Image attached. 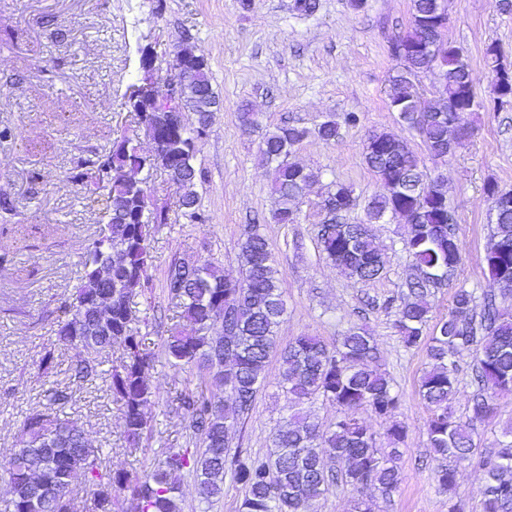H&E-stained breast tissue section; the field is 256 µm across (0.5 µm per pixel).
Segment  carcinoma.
Masks as SVG:
<instances>
[{"mask_svg":"<svg viewBox=\"0 0 512 512\" xmlns=\"http://www.w3.org/2000/svg\"><path fill=\"white\" fill-rule=\"evenodd\" d=\"M434 0H413L409 29L394 44L406 49L400 70L390 78L389 107L399 119L418 128L434 157L452 155L461 144L448 140V125L457 120L453 102L463 107L478 99L470 67L459 49L448 44L443 58L444 94L419 101L412 77L426 70L418 47L443 40L447 23L433 15ZM485 63L493 75L497 99L512 101V67L501 59L497 46L485 49ZM222 105L213 89L208 63L190 66L183 75L177 113L163 101L125 98L124 106L137 118L138 127L179 132L151 138L152 151H141L138 134L123 135L112 147L81 158L72 179L103 206L106 222L80 257L82 274L73 291L56 307L55 338L38 361L42 378L50 377L58 347L78 351L72 366L75 379L99 376L103 357L117 346L119 361L108 370L109 388L118 404L128 447L136 450L152 433L146 408L155 395L152 374L155 355L142 342L137 328L134 299L145 294L153 264L151 241L170 223L169 210L154 205L144 170L169 173L168 155L178 156L180 173L171 178L181 191V216L200 223L195 166L198 141L207 124L191 129L184 114H211ZM329 142L339 135L338 123L329 119L314 130L283 124L265 133L260 152L272 165L271 190L277 199V224H295L298 206L313 175L289 160L293 148L309 135ZM368 168L385 192L367 208V223L343 224L342 214L356 205L351 186L329 187L325 201L334 205L318 226L317 241L326 257L346 276L368 283L381 276L383 260L372 225L387 216L406 222L403 249L415 277L407 283L400 303L389 297L386 308L396 307L394 328L407 348L428 340L432 367L421 378L418 395L430 411L426 434L435 466L437 489L448 495V512H460L454 502L457 473L474 460L483 471L480 488L483 512H512V423L506 425L494 450L475 441L476 424L495 410L498 396L512 392V311L496 296L476 297L464 288L455 290L448 318L424 337L431 321L430 289L452 280L460 262L455 219L446 192L420 169L418 156L399 135L379 131L369 135L364 148ZM123 262L112 264V253ZM496 283L512 282V203L498 208L485 259ZM239 274H225L211 258L187 263L174 261L168 268L167 299L181 309L185 324L162 342L166 361L189 374L188 387L177 396V410L188 422L193 447L170 448L161 465L140 474L102 468V451L89 443L86 430L70 419L64 408L71 394L52 387L48 404L24 417L9 459L11 485L9 512H78L74 479L81 475L91 493L86 512H113L120 496L128 512H182L179 476L194 477L205 501L224 496V475L245 490L241 512H310L313 504L335 486L357 492L355 512H374L371 489L389 498L400 484L397 460L406 426L395 420L401 399L378 364L377 347L361 326L352 325L336 342L327 344L307 334L277 348V329L287 311L279 285L277 260L260 225H246L240 244ZM279 349L280 387L288 399V422L273 434L276 451L270 455L238 452L229 455L230 437L240 420L252 410L271 353ZM474 355L472 379L476 386L467 419L448 411L456 392L458 364L463 353ZM221 384L226 397L209 393ZM323 398L341 410L335 422L322 426L299 406ZM359 408L389 420L385 435L392 448L376 447L371 430L354 416ZM336 459V469L326 458Z\"/></svg>","mask_w":512,"mask_h":512,"instance_id":"carcinoma-1","label":"carcinoma"}]
</instances>
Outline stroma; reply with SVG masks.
Here are the masks:
<instances>
[{
  "label": "stroma",
  "instance_id": "stroma-1",
  "mask_svg": "<svg viewBox=\"0 0 512 512\" xmlns=\"http://www.w3.org/2000/svg\"><path fill=\"white\" fill-rule=\"evenodd\" d=\"M293 0H0V197L13 212L0 229V248L12 261L0 270V512L11 497L8 461L25 415L44 407L48 397L37 369L53 340L55 309L77 282L79 256L93 237L101 207L86 197L69 173L78 159L111 148L135 126L122 105L128 86L140 77V49L155 42L156 76L173 73L174 52L191 44L208 63L222 105L211 114L199 143L196 190L206 221L191 224L179 209L180 191L166 175L150 184L157 204L166 206L171 224L152 241L151 287L137 298L138 328L148 351L156 353V396L148 406L153 431L144 448L130 451L123 439L117 404L106 376L82 382L69 368L73 350H56L51 376L69 388L71 419L82 424L91 444L103 451L109 469L140 472L153 468L165 449L186 447L189 430L174 413L186 386L160 355L161 341L180 321L163 291L169 264L211 257L224 272L239 270L246 224L259 221L278 262L280 286L288 303L277 340L285 345L310 334L334 345L354 323L373 336L379 363L401 396L397 413L408 433L398 462L402 482L375 512H448L438 491L426 435L429 411L418 397L429 370L426 347H405L393 328V311L364 309L366 299L397 296L414 270L403 250L405 224L374 225L385 253L382 275L368 283L344 276L317 244V227L328 186L351 185L357 205L350 224L366 220L372 197L384 187L364 161L372 132L392 131L420 156L434 180L447 183L448 206L462 244V260L450 286L433 289L434 319L448 313L455 289L475 296L498 293L486 270L493 215L484 192L487 182L512 189V108L494 110L491 76L485 65L488 45H497L512 64V7L498 0H450L445 37L467 59L485 108L460 115L470 137L445 159L426 150L418 131L399 121L388 105L389 80L399 62L390 44L410 26L411 0H319L309 17L296 15ZM256 113L257 126H242L240 115ZM358 116L344 122L345 113ZM341 125L338 139L308 138L297 145L293 162L315 175L294 224L273 220L271 168L260 147L267 130L290 121L309 129L326 119ZM280 366L270 359L264 383L249 416L230 443L231 451L272 452V434L288 420L279 387ZM184 512H238L242 486L224 480L223 498L207 503L184 478Z\"/></svg>",
  "mask_w": 512,
  "mask_h": 512
}]
</instances>
